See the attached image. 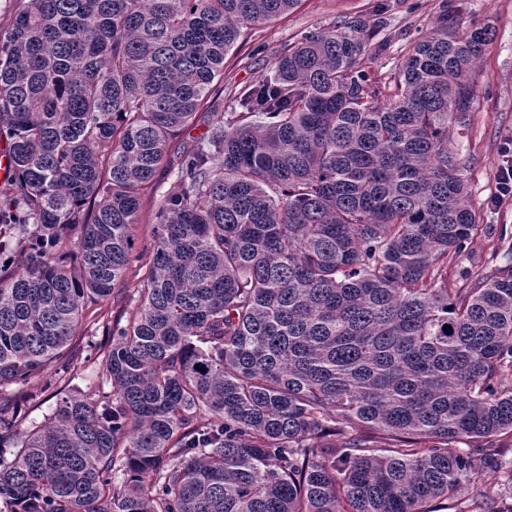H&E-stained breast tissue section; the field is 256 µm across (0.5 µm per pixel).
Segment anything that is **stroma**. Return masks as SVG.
<instances>
[{"mask_svg": "<svg viewBox=\"0 0 512 512\" xmlns=\"http://www.w3.org/2000/svg\"><path fill=\"white\" fill-rule=\"evenodd\" d=\"M383 4L385 23L374 41L382 49L372 63L374 73L389 70L393 57L426 31L446 4H453L462 22L486 20L496 30L493 44L474 74L475 97L465 127L455 129L453 141L466 166L468 201L486 234L478 236L448 265V285L462 286V273L477 267L502 264L494 247L499 235L512 242V202H496L497 174L512 161V0H301L299 7L283 19L249 33L245 41L224 59V99L261 79L274 54L301 34L332 25L346 14L365 13ZM166 183H156L141 194L139 222L134 228L138 259L125 276L135 285L149 267L156 213Z\"/></svg>", "mask_w": 512, "mask_h": 512, "instance_id": "35a3bbf8", "label": "stroma"}]
</instances>
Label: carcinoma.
<instances>
[{
  "instance_id": "carcinoma-1",
  "label": "carcinoma",
  "mask_w": 512,
  "mask_h": 512,
  "mask_svg": "<svg viewBox=\"0 0 512 512\" xmlns=\"http://www.w3.org/2000/svg\"><path fill=\"white\" fill-rule=\"evenodd\" d=\"M299 2L19 0L0 32V440L6 387L40 403L70 377L83 312L135 261L141 190L170 178L99 386L0 448V512H447L489 473L512 490V262L448 287L484 233L451 134L491 24L448 8L376 79L382 10L345 15L169 155L244 32Z\"/></svg>"
}]
</instances>
